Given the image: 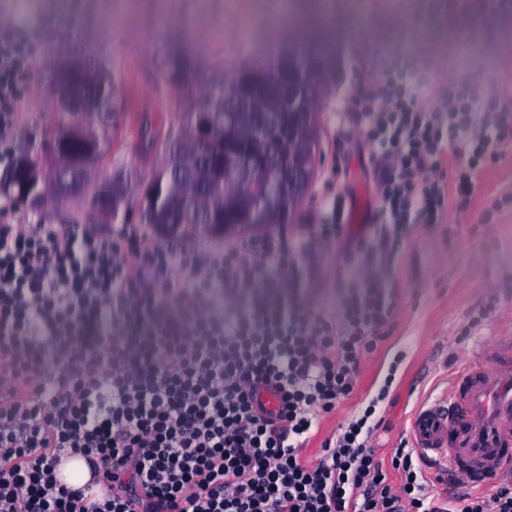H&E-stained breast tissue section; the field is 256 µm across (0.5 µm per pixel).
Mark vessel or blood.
I'll return each mask as SVG.
<instances>
[{"mask_svg":"<svg viewBox=\"0 0 512 512\" xmlns=\"http://www.w3.org/2000/svg\"><path fill=\"white\" fill-rule=\"evenodd\" d=\"M418 455L477 489L512 478V336H497L471 356L451 391L421 402L409 421Z\"/></svg>","mask_w":512,"mask_h":512,"instance_id":"1","label":"vessel or blood"}]
</instances>
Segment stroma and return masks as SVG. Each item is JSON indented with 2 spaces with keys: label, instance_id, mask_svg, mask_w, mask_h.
I'll return each instance as SVG.
<instances>
[{
  "label": "stroma",
  "instance_id": "stroma-1",
  "mask_svg": "<svg viewBox=\"0 0 512 512\" xmlns=\"http://www.w3.org/2000/svg\"><path fill=\"white\" fill-rule=\"evenodd\" d=\"M324 22L314 31L297 22L298 10L277 9L272 0H0V24L37 25L64 19L68 26L32 58L20 82L25 117L12 134L13 148L32 150L52 123L53 97L37 89L36 77L53 60L81 57L121 78L127 120L112 139V165L153 175L155 154L141 150L142 120L158 121L171 103L159 89L163 52L177 41L208 67L231 72L239 63L270 64L274 51L310 38L326 47L338 77L320 104L321 143L315 177L291 225L307 224L322 195L349 192L355 213L374 205L376 187L363 163L370 145L360 131L338 138L336 114L342 99L368 79L376 64L409 56L430 65L434 88L418 100L429 107L450 63L478 47L491 51L490 64L475 60L459 72L461 81L484 90L512 122V12L460 13L448 0H318ZM341 178L330 180L333 169ZM0 168V200L16 207L15 221L44 218L54 224H87L80 200L37 211L5 189ZM355 246L344 240L323 250L319 263L301 260L293 283L257 287L254 298L303 301L331 313L339 306L336 273ZM399 309L392 330L376 351L362 355L357 386L335 414L326 417L307 444L316 454L323 441L376 395L387 375L395 380L383 404L385 422L371 444L390 458L408 440L409 417L427 399L445 394L452 376L491 337L512 336V143L497 150L475 181L467 205L447 200V221L435 228L415 226L392 279ZM494 303L490 316L467 329L471 313Z\"/></svg>",
  "mask_w": 512,
  "mask_h": 512
}]
</instances>
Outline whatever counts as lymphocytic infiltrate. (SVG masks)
Masks as SVG:
<instances>
[{"label":"lymphocytic infiltrate","instance_id":"lymphocytic-infiltrate-1","mask_svg":"<svg viewBox=\"0 0 512 512\" xmlns=\"http://www.w3.org/2000/svg\"><path fill=\"white\" fill-rule=\"evenodd\" d=\"M62 28L0 27V167L13 158L20 79ZM432 81L396 58L345 99L337 134L364 128L378 201L355 248L374 271L336 315L217 300L274 274L294 281L312 239L347 237L345 193L322 197L312 235L178 253L126 225H20L0 203V512H512V480L440 502L414 449L383 463L371 446L382 391L305 454L353 395L363 352L392 327L396 295L379 271L400 259L413 225L445 223L448 192L467 202L486 152L506 140L496 105L472 85L449 82L433 110L420 107L413 92ZM444 145L466 166L444 172ZM163 303L180 309L176 327L127 336ZM62 455L84 458L108 496L60 485Z\"/></svg>","mask_w":512,"mask_h":512}]
</instances>
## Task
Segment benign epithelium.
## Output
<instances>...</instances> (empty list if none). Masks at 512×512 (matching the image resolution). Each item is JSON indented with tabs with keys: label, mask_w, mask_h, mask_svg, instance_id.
Listing matches in <instances>:
<instances>
[{
	"label": "benign epithelium",
	"mask_w": 512,
	"mask_h": 512,
	"mask_svg": "<svg viewBox=\"0 0 512 512\" xmlns=\"http://www.w3.org/2000/svg\"><path fill=\"white\" fill-rule=\"evenodd\" d=\"M303 62V55L293 57L287 49L278 62L279 70L288 73V122L277 125L276 144L288 146V154L266 148L265 133L274 123V115L259 113L254 131L260 133V137L250 147H232L226 143L215 153L221 176L236 186L235 198L245 200L246 204L240 207L226 196L224 216H215L209 223L197 224L192 229L179 223L184 201L164 208L155 207L154 180H147L140 189L136 209L150 215V226L157 240L165 242L188 233L211 238L236 236L271 227L268 216L273 212L280 223H288L308 193L318 158L313 147L319 146L321 138L319 108L311 112L295 111ZM45 80L54 96L56 110L69 117L66 126L36 141V153H45L61 162L52 194L62 200L84 198L94 219L110 223L117 212L125 213L129 209L128 175L125 170L102 173L107 145L101 132L107 126H119L123 113L96 112L92 98L77 93V88H86L88 83L98 80L95 68L83 60L58 61L45 75ZM193 137L196 144L207 149L218 140V130L209 113H195ZM34 154L25 152L16 158L10 183L21 191L31 208L40 209L48 202L49 193L43 192L44 174L35 163ZM249 171L267 176V183L277 185L278 196L268 198L259 191L258 183L242 180L241 174Z\"/></svg>",
	"instance_id": "7a95c632"
}]
</instances>
